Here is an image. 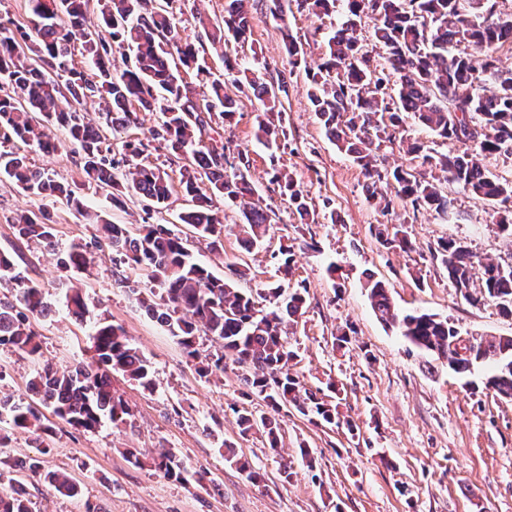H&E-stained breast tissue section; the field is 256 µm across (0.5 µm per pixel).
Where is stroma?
Returning a JSON list of instances; mask_svg holds the SVG:
<instances>
[{
	"mask_svg": "<svg viewBox=\"0 0 512 512\" xmlns=\"http://www.w3.org/2000/svg\"><path fill=\"white\" fill-rule=\"evenodd\" d=\"M250 2L253 44L232 43L227 52L266 79L288 71V146L272 154L256 142L259 102L248 86L232 120L217 117L212 126L248 156L259 196L280 218L259 247L243 249L237 232L241 211L221 198L215 201L225 228L219 251L179 222L189 206L184 196H172L160 210L135 195L114 207L108 190L86 181L80 157L61 129L49 130L56 151H28L16 141L8 147L26 152L33 167L70 185L90 210L111 223L131 230L169 225L192 257L218 275L226 274L231 263L249 266L240 288L277 282L276 255L280 247L293 246L288 285L305 290L306 306L288 329V346L296 353L289 367L304 388L335 406V424H314L287 405L276 415L279 450H271L261 434L241 435L238 411L266 410L244 385L241 368L228 360L223 373L201 377L199 360L188 357L177 338L143 311L139 300L150 295L145 272L117 274L111 253H95L87 270L62 272L58 260L73 243L98 236L99 225L65 201L35 196L0 176V251L10 252L22 276L40 285L52 310L37 323L38 355L0 346V391L28 403L33 399L29 380L44 362L61 370L90 362L91 327L103 317L124 327L155 379L148 391L113 373V390L128 404L131 417L117 425L103 420L91 431L51 418L45 452L31 433L0 417V430L12 435L8 460L0 463V490L16 478L18 461L37 457L45 469L69 473L81 496L67 498L27 479L34 512H81L89 504L103 512H512V399L484 389L486 367L456 374L446 360L414 348L381 324L364 287L366 277L380 280L399 309L450 319L465 336H512V320L494 303L472 306L457 294L435 253L440 241L453 239L479 256L510 262L512 237L500 230L487 202L455 185L447 188V215L399 204L381 212L367 198L361 168L327 139L307 97L305 71L324 62L325 39L335 30L338 14L295 8L283 22L270 13L268 0ZM287 33L304 43L305 67L289 69ZM278 171L288 172L307 194L315 211L312 223H301L273 183ZM329 208L335 212L331 220L324 216ZM39 209L55 222L54 246L46 251L15 229L21 212ZM380 224L404 225L412 250L385 249L375 236ZM332 262L342 277L328 275ZM74 286L89 306L81 322L66 310V294ZM341 332L351 341L339 349L334 338ZM228 442L262 475L261 483L225 462ZM129 448L137 449L139 465L128 461ZM304 448L310 453L306 460L300 456ZM164 449L183 462L191 479L176 481L155 468L153 459ZM285 465L293 471L286 483L280 477Z\"/></svg>",
	"mask_w": 512,
	"mask_h": 512,
	"instance_id": "stroma-1",
	"label": "stroma"
}]
</instances>
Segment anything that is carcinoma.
<instances>
[{
	"mask_svg": "<svg viewBox=\"0 0 512 512\" xmlns=\"http://www.w3.org/2000/svg\"><path fill=\"white\" fill-rule=\"evenodd\" d=\"M27 2L31 25L0 26V84L21 93L18 98L0 95V138L48 152L56 144L43 127L56 124L81 156L89 181L120 194L130 190L155 206L181 191L191 205L179 215L180 223L209 238L215 248L223 246L224 225L212 202L222 197L241 210L242 242L249 249L257 245L277 223V214L256 198L245 154H231L229 146L210 136L214 116L230 119L236 113L234 91L246 81L260 104L256 139L277 149L288 140L282 120L285 77L279 74L265 81L246 69L237 70L224 52L231 40L245 44L251 39L247 0H226L220 22L194 17L201 30L197 41L182 35L170 3L161 0H108L96 24L87 16L89 0ZM298 4L314 12L341 14L326 41L325 62L309 76L308 97L329 139L364 172L369 199L381 211H389L393 198L382 187L392 184L396 198L412 209L444 213L450 200L442 182L457 184L487 201L498 215L501 230L512 236V180L489 169L491 159L512 155V68L499 66V52H512V42L503 41L505 34L512 33V13H500L498 0H298ZM365 17L373 21L375 39L387 48L382 63L365 49ZM285 39L288 65L294 69L300 65L304 47L288 32ZM77 42L90 64V75L74 62ZM204 44L224 58L228 79L207 82V93L202 95L181 70L206 75L199 50ZM117 49L132 53L133 61L114 74L112 53ZM92 97L104 103L96 126L86 122L83 113L86 99ZM141 112L160 113L150 135L185 161L179 182L158 168L133 163L147 148L143 141L112 142L110 135L139 124ZM406 114L448 143V152L433 155L418 141L400 140L420 166L443 173V181L430 180L412 166L388 171L377 164L375 141L394 143ZM0 175L32 194L63 197L75 208L83 207L72 189L32 167L26 156L15 151L0 150ZM273 181L288 196L300 220H306L310 209L303 190L289 176L276 174ZM15 228L19 236L52 248L55 228L47 212L27 211ZM102 230V236L73 245L61 267L79 269L93 252L110 250L115 263L145 269L163 294L159 303L141 299L142 306L178 339L188 356L198 357L200 332L222 343L224 355L205 360L198 368L200 376L223 369L228 355L245 367L244 384L271 411L292 405L318 424L336 423V409L305 389L288 368L295 353L285 335L288 325L304 314L306 298L301 289L287 292L277 285L243 292L233 281L218 278L197 263L183 238L164 224H145L133 235L118 224L104 223ZM376 236L389 249H412L401 224H384ZM436 253L466 302L476 306L492 301L502 316L512 318V265L480 258L453 239L438 243ZM477 266L482 269V286L476 291L472 271ZM3 284H14L18 290L16 300L0 299V345L35 356L40 351L35 321L50 314L40 286L15 273L14 262L0 253ZM364 287L375 316L386 327L415 348L447 360L460 375L476 365L490 367L485 388L512 398V336H476L471 352L460 355L451 347L460 331L448 320L432 313L400 311L379 281L369 278ZM267 299L275 301L273 308L261 305ZM66 306L78 320L88 313L78 288L71 290ZM91 340L92 362L61 373L45 365L30 382L40 405L84 430L96 428L106 417L116 424L129 415L113 393L111 372H120L147 390L154 387L149 361L128 342L122 326L99 321ZM4 413L14 427L41 442L52 433L44 415L30 403L1 397L0 415ZM238 420L242 433L258 432L270 448L278 447L279 429L273 416L241 411ZM224 459L239 465L250 480L261 481V475L229 443L224 444ZM21 467L62 496L79 495L68 474L44 470L36 458ZM157 467L169 478L183 479L184 467L170 453L160 454ZM0 512H32L31 501L13 488L3 489Z\"/></svg>",
	"mask_w": 512,
	"mask_h": 512,
	"instance_id": "carcinoma-1",
	"label": "carcinoma"
}]
</instances>
